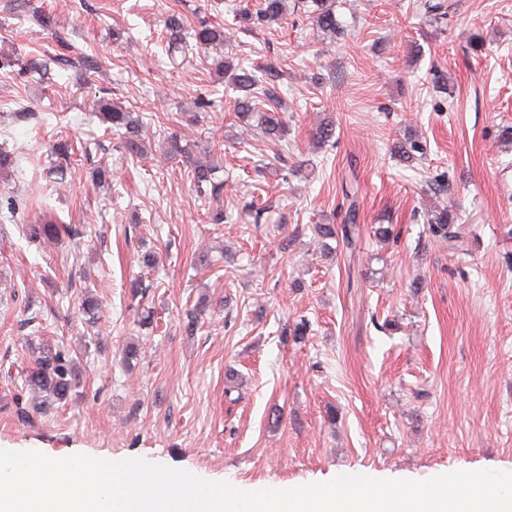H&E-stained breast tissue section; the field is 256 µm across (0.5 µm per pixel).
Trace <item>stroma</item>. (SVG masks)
<instances>
[{"instance_id": "stroma-1", "label": "stroma", "mask_w": 512, "mask_h": 512, "mask_svg": "<svg viewBox=\"0 0 512 512\" xmlns=\"http://www.w3.org/2000/svg\"><path fill=\"white\" fill-rule=\"evenodd\" d=\"M442 2L437 18L415 0H336L332 40L301 10L239 29L234 9L259 0H0V56L17 61L0 68V147L21 157L0 200L79 230L46 248L0 218V448L241 484L512 470V0ZM174 12L222 24L225 55L280 70L282 159L235 121L238 93L207 51L169 64ZM200 96L213 106L198 113ZM102 97L136 112L146 155L89 111ZM187 124L189 157L166 159ZM411 134L424 153L407 165L393 149ZM61 141L59 185L42 168ZM208 156L216 225L188 177ZM101 165L113 177L99 185ZM352 202V243L324 245L313 226L342 224ZM443 208L459 242L429 230ZM388 224L396 238H376ZM43 345L70 351L79 385L36 413L24 372Z\"/></svg>"}]
</instances>
